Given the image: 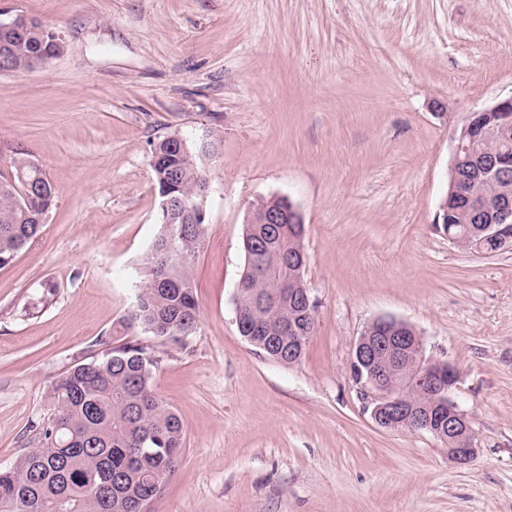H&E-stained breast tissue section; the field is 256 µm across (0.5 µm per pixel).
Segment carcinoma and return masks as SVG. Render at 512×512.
<instances>
[{"label": "carcinoma", "mask_w": 512, "mask_h": 512, "mask_svg": "<svg viewBox=\"0 0 512 512\" xmlns=\"http://www.w3.org/2000/svg\"><path fill=\"white\" fill-rule=\"evenodd\" d=\"M52 28L43 25L29 38L19 40L0 30V64L15 70L29 56L56 57L50 41ZM494 149L512 157V124H485ZM214 151L209 142L180 154L161 138L152 154L160 155L152 167L158 191L161 231L152 243L141 270V287L130 321L158 337L178 338L193 333L199 321V303L192 263L202 241H179L183 261H168L174 223H164L165 213L177 206L187 192L206 187L208 177L201 156ZM472 177L458 186L460 195L448 197V223L443 230L458 231L475 224L461 213L464 194ZM38 191L25 193L27 182ZM58 190L43 171L19 153L10 167L0 171V266L8 264L21 249L41 234L47 213L55 204ZM268 224H249L243 239L245 266L240 277L243 288L235 305L241 313L240 335L257 323L276 321L291 313L294 329L310 336L315 316L305 304L280 295L272 279L257 271L273 264L293 265L300 260L298 241L301 224H279L268 234ZM291 335L280 336L273 347L258 346L268 356L288 363ZM157 365L147 349L125 342L111 346L88 362L68 369L53 386L54 412L42 428L43 443L30 449L13 466L0 469V512H141L163 495L182 454L185 425L157 395L152 386V367Z\"/></svg>", "instance_id": "cac0c4a2"}]
</instances>
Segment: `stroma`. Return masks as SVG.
Instances as JSON below:
<instances>
[{
	"instance_id": "35a3bbf8",
	"label": "stroma",
	"mask_w": 512,
	"mask_h": 512,
	"mask_svg": "<svg viewBox=\"0 0 512 512\" xmlns=\"http://www.w3.org/2000/svg\"><path fill=\"white\" fill-rule=\"evenodd\" d=\"M62 53L0 73V169L26 152L59 189L0 267V467L41 442L52 386L105 344L158 363L185 445L156 512H512V251L450 244L436 213L470 113L512 96V0H0ZM214 142L192 270L199 322L123 325L160 232L154 142ZM301 211L315 329L300 362L238 332L247 212ZM392 317L455 366L475 457L390 432L351 376Z\"/></svg>"
}]
</instances>
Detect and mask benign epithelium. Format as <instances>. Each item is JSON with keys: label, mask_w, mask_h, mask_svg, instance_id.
<instances>
[{"label": "benign epithelium", "mask_w": 512, "mask_h": 512, "mask_svg": "<svg viewBox=\"0 0 512 512\" xmlns=\"http://www.w3.org/2000/svg\"><path fill=\"white\" fill-rule=\"evenodd\" d=\"M38 20L18 15L9 21L0 20V28L24 34L36 30ZM495 115L503 122L512 120V97L499 100L474 112L455 137L450 170L451 185L461 178L469 165L478 166L472 178L473 192L466 198V209L477 215L484 212L483 187L487 183L512 180V166L496 155L480 156L477 132L485 117ZM248 224H301L302 214L286 198L280 206L264 199L252 205L246 218ZM483 229H463L462 235L481 233L497 242L498 251L512 250V196L505 195L482 220ZM268 274L281 280L282 287H292L305 298L307 307L314 306L303 275L288 277V270H270ZM351 365L358 372L355 383L372 396L371 416L378 427L391 432L425 431L448 445L452 459L470 460L475 453L474 433L468 415L451 398L457 373L447 362L424 356L423 340L411 326L394 318H379L363 331L352 350ZM422 395L435 401L448 400V420L441 419L436 408L417 409L405 403L406 394Z\"/></svg>", "instance_id": "1"}]
</instances>
